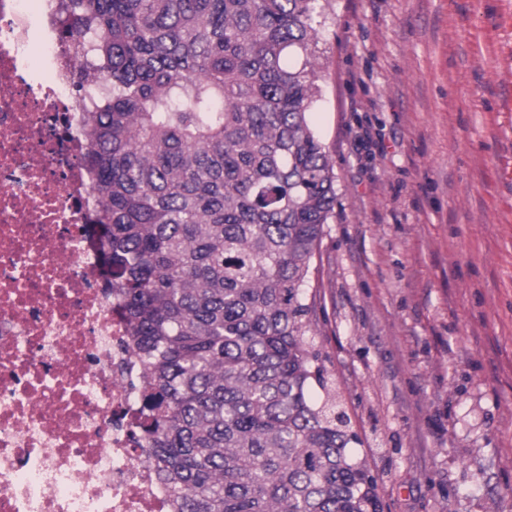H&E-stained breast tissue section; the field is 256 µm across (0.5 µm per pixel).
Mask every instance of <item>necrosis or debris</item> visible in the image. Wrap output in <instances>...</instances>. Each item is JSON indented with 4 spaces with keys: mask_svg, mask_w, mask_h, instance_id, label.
<instances>
[{
    "mask_svg": "<svg viewBox=\"0 0 512 512\" xmlns=\"http://www.w3.org/2000/svg\"><path fill=\"white\" fill-rule=\"evenodd\" d=\"M63 0H0V512H172L110 293Z\"/></svg>",
    "mask_w": 512,
    "mask_h": 512,
    "instance_id": "4bbe7bcc",
    "label": "necrosis or debris"
}]
</instances>
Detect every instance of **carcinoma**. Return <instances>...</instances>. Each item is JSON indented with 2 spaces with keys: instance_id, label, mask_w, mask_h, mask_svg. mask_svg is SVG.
Returning a JSON list of instances; mask_svg holds the SVG:
<instances>
[{
  "instance_id": "carcinoma-1",
  "label": "carcinoma",
  "mask_w": 512,
  "mask_h": 512,
  "mask_svg": "<svg viewBox=\"0 0 512 512\" xmlns=\"http://www.w3.org/2000/svg\"><path fill=\"white\" fill-rule=\"evenodd\" d=\"M324 0H67L112 293L175 512H381L306 286ZM323 392L314 396L313 386Z\"/></svg>"
}]
</instances>
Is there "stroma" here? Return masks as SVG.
Masks as SVG:
<instances>
[{
    "label": "stroma",
    "mask_w": 512,
    "mask_h": 512,
    "mask_svg": "<svg viewBox=\"0 0 512 512\" xmlns=\"http://www.w3.org/2000/svg\"><path fill=\"white\" fill-rule=\"evenodd\" d=\"M315 347L383 512H512V0H330Z\"/></svg>",
    "instance_id": "35a3bbf8"
}]
</instances>
